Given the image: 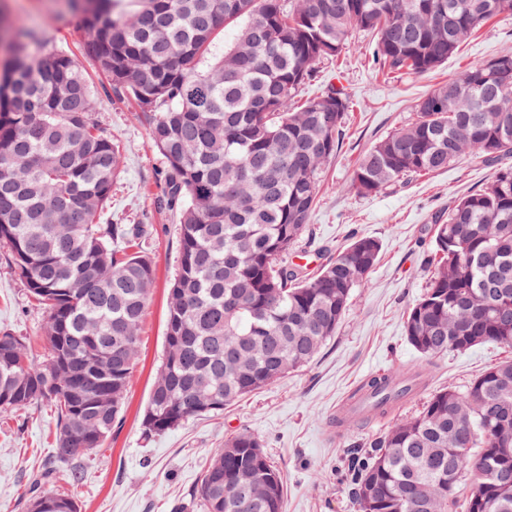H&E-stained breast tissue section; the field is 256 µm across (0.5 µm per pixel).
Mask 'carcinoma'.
<instances>
[{
    "mask_svg": "<svg viewBox=\"0 0 512 512\" xmlns=\"http://www.w3.org/2000/svg\"><path fill=\"white\" fill-rule=\"evenodd\" d=\"M85 54L106 95L131 101L164 159L160 209L179 222L162 364L146 435L220 413L314 359L336 335L382 242L328 250L317 271L289 262L308 232L322 165L342 148L349 95L330 88L298 104L317 66L355 32L393 76L436 71L512 0H82ZM233 41L208 59L215 38ZM0 76V248L45 311L49 352L0 331V412L57 410L54 457L102 448L120 419L155 280L144 224L101 223L120 174L117 136L95 117L77 60L47 35L19 29ZM416 117L378 141L351 175L359 194L448 169L495 167L435 225L428 278L405 334L423 357L512 348V54L469 64L421 96ZM384 373L372 416L418 385ZM344 465L359 512H512V360L464 391L430 394ZM194 497L205 512H285L283 476L260 440L238 433L213 448ZM28 512H77L50 486Z\"/></svg>",
    "mask_w": 512,
    "mask_h": 512,
    "instance_id": "cac0c4a2",
    "label": "carcinoma"
}]
</instances>
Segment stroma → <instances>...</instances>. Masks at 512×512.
<instances>
[{"label":"stroma","mask_w":512,"mask_h":512,"mask_svg":"<svg viewBox=\"0 0 512 512\" xmlns=\"http://www.w3.org/2000/svg\"><path fill=\"white\" fill-rule=\"evenodd\" d=\"M41 32L56 46L81 55L77 15L68 0H0V28ZM370 38L354 36L335 64L320 66L317 79L300 92L307 99L329 86L345 89L353 102L340 153L323 170L318 202L310 215V236L296 264L316 270L321 249H336L358 235L383 242L367 283L355 288L336 334L306 366L224 411L192 420L166 434L145 439L141 415L165 348L167 290L178 260L176 217L158 209L164 165L149 145L146 126L133 108L107 97L104 79L90 62L82 64L99 105L100 122L122 148V171L112 188L107 215L120 224L153 228L150 251L156 283L140 332V356L126 411L105 448L68 461L53 458V409L0 414V512H26L30 481L49 474L55 488L72 498L79 512H204L193 497L211 449L246 431L258 438L279 468L286 486V512H358L352 489L341 478L348 451L384 433L394 421L416 412L425 394L464 387L512 350L480 346L468 352L422 358L407 342V308L427 280V255L436 217L456 197L485 186L489 168L462 161L447 171L412 180L403 187L361 196L350 185L358 160L381 138L415 117L417 99L460 75L471 63L512 52V15L484 23L447 65L425 76L390 79L371 62ZM44 314L25 295L0 257V331L25 336L33 360L43 361L39 332ZM422 367V393L383 418L339 423L336 408L351 390L390 369Z\"/></svg>","instance_id":"obj_1"}]
</instances>
